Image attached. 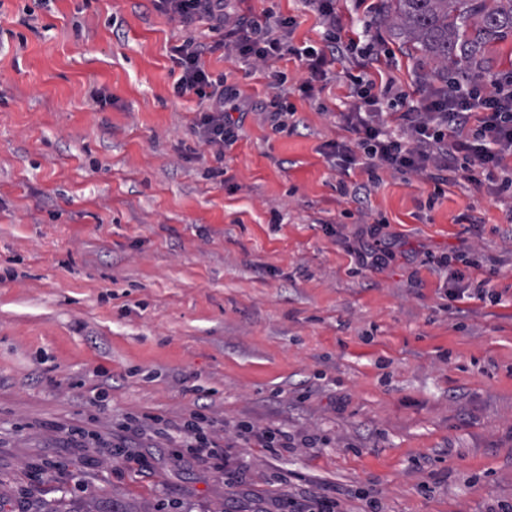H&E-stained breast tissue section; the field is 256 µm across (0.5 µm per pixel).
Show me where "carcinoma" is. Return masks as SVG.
<instances>
[{
  "label": "carcinoma",
  "instance_id": "carcinoma-1",
  "mask_svg": "<svg viewBox=\"0 0 512 512\" xmlns=\"http://www.w3.org/2000/svg\"><path fill=\"white\" fill-rule=\"evenodd\" d=\"M396 16L408 41L431 59L472 61L485 44L512 29V0H396ZM45 512H134L119 501L86 509Z\"/></svg>",
  "mask_w": 512,
  "mask_h": 512
}]
</instances>
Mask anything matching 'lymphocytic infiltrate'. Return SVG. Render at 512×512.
I'll return each mask as SVG.
<instances>
[{
  "label": "lymphocytic infiltrate",
  "mask_w": 512,
  "mask_h": 512,
  "mask_svg": "<svg viewBox=\"0 0 512 512\" xmlns=\"http://www.w3.org/2000/svg\"><path fill=\"white\" fill-rule=\"evenodd\" d=\"M232 0H154L155 8L169 14L185 28L186 36L172 49V60L180 74L173 85L176 96L195 95L199 109L193 129L200 142L223 159L224 149L239 138L251 112L236 85L213 77L203 59L219 49H227L236 61L252 65L290 54L306 65L310 77L299 84L301 99L315 97V85L327 81L336 62L358 53L369 65L378 66L381 55L374 48H360L347 35L336 12V0H305L325 28L322 45L293 46L290 38L297 25L294 17L267 10L245 14L232 9ZM222 33L214 43L201 40L198 29ZM349 81L359 104L343 113L345 130L352 141L328 144L325 154L344 169L360 168L366 183L357 190L340 187L356 211H363L370 187L378 185L380 173L422 172L433 183L434 196L458 179H472L481 173L487 192L493 197L512 191V171L505 165L512 157V70L492 78L488 86L461 76L448 83L429 85L417 104L407 105L397 121L403 135L388 133L383 106L405 102L406 93L393 82L375 85L357 76Z\"/></svg>",
  "instance_id": "f902f5d3"
}]
</instances>
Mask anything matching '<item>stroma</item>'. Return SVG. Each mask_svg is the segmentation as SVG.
Here are the masks:
<instances>
[{"instance_id": "1", "label": "stroma", "mask_w": 512, "mask_h": 512, "mask_svg": "<svg viewBox=\"0 0 512 512\" xmlns=\"http://www.w3.org/2000/svg\"><path fill=\"white\" fill-rule=\"evenodd\" d=\"M395 0H339L382 73L420 97L440 62L395 23ZM297 17L302 0H241ZM185 32L152 0H0V512L110 498L140 512H288L323 494L343 512H496L512 502V197L467 180L434 207L424 174L385 171L366 208L400 241L355 269L360 229L338 184L367 179L320 147L348 140L347 73L290 130L249 114L223 160L175 96ZM244 96L306 70L215 53ZM470 68L512 69V32ZM470 247L496 301L446 308L428 255ZM215 436L222 469L186 446ZM286 431L276 453L239 430ZM315 438L319 447H305Z\"/></svg>"}]
</instances>
